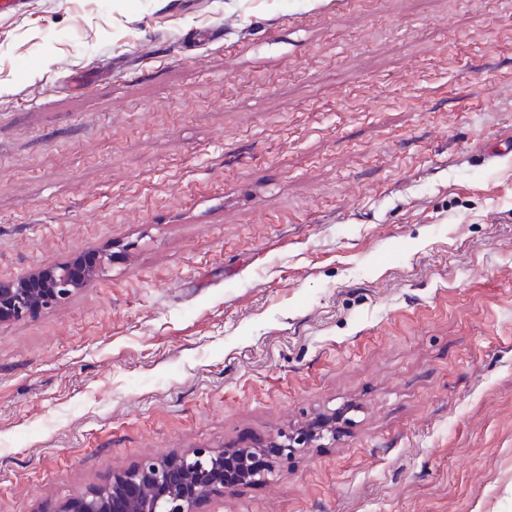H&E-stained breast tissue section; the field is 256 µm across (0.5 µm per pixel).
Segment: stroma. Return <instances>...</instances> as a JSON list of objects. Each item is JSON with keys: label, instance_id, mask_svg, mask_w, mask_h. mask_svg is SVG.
Here are the masks:
<instances>
[{"label": "stroma", "instance_id": "1", "mask_svg": "<svg viewBox=\"0 0 512 512\" xmlns=\"http://www.w3.org/2000/svg\"><path fill=\"white\" fill-rule=\"evenodd\" d=\"M177 3L0 21V282L112 257L0 324V512L342 406L197 512H512V0ZM327 425L323 426V429L320 431H316L311 428H303L299 433L285 436V440L276 441L273 447V453L276 455H292L294 454L299 447H304L305 445L312 442L315 438H320L323 435V431H329L330 433H334L335 428L330 426V429L326 428Z\"/></svg>", "mask_w": 512, "mask_h": 512}]
</instances>
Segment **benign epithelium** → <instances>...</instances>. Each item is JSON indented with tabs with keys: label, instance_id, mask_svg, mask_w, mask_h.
I'll use <instances>...</instances> for the list:
<instances>
[{
	"label": "benign epithelium",
	"instance_id": "7a95c632",
	"mask_svg": "<svg viewBox=\"0 0 512 512\" xmlns=\"http://www.w3.org/2000/svg\"><path fill=\"white\" fill-rule=\"evenodd\" d=\"M105 260L107 256L92 251L13 284L0 283V323L67 299L105 266ZM321 435L320 431L304 428L275 442L273 453L292 455ZM256 454L255 448H239L231 453L194 448L145 459L130 469L112 472L93 490L76 492L56 512H196L199 502L212 491L272 481L275 465L270 460L255 465Z\"/></svg>",
	"mask_w": 512,
	"mask_h": 512
}]
</instances>
